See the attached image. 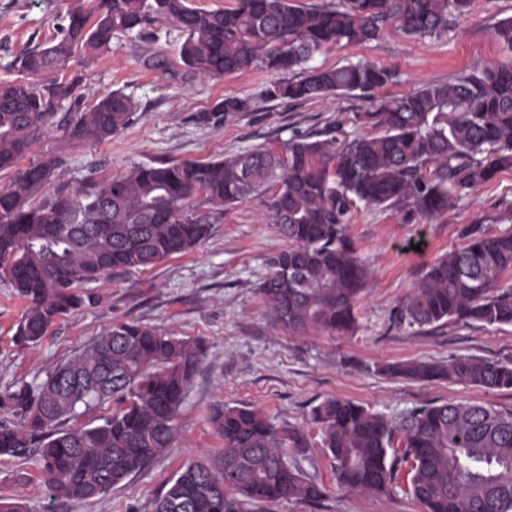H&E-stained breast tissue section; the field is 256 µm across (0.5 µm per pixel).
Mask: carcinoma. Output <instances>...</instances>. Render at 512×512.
Instances as JSON below:
<instances>
[{"instance_id": "1", "label": "carcinoma", "mask_w": 512, "mask_h": 512, "mask_svg": "<svg viewBox=\"0 0 512 512\" xmlns=\"http://www.w3.org/2000/svg\"><path fill=\"white\" fill-rule=\"evenodd\" d=\"M470 0H346L342 8H305L293 0H238L205 10L191 0H98L89 22L82 0L62 18L59 36L17 60L18 77L0 82V171L13 169L54 128L72 141L101 143L127 128L134 104L114 91L81 108L80 78L41 81L64 71L75 50L85 63L112 49L120 34L168 19L184 36L183 64L222 77L260 63L271 71L303 70L277 82L267 98L311 101L353 91L369 94L392 73L369 62L304 68L342 43L376 39L395 23L408 36L438 37ZM494 37L512 51V18ZM246 99L226 96L199 116L245 112ZM381 134L330 127L296 133L285 153L254 148L224 159L141 164L124 175L50 195L61 161L50 157L17 170L0 189V278L28 301L19 342L39 343L58 316L92 303L79 285L111 272L148 268L186 252L210 230L192 200L231 206L275 192L266 201L288 247L268 260L259 291L274 326L294 336L344 335L367 271L346 226L357 204L404 208L408 219L448 211L459 191L512 169V63L462 74L358 113ZM512 271V232L470 230L463 244L429 263L396 318L432 325L452 317L512 325V291L497 293ZM204 348L121 322L45 380L0 392V456H38L45 483L60 500L93 501L173 447L180 408ZM382 372L413 381L448 379L512 389V367L458 357L448 364L407 361ZM119 405L103 422L67 429L71 419L105 401ZM334 461L336 480L355 492L381 493L404 467L408 493L426 512H512V410L446 402L388 421L357 402L328 398L311 411ZM211 422L224 441L214 459L191 462L171 477L152 512H228L225 496L263 502L316 500L321 487L289 465L286 448H303L298 430L263 413L218 406ZM224 486L219 494L216 486Z\"/></svg>"}]
</instances>
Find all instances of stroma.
I'll return each mask as SVG.
<instances>
[{
	"label": "stroma",
	"mask_w": 512,
	"mask_h": 512,
	"mask_svg": "<svg viewBox=\"0 0 512 512\" xmlns=\"http://www.w3.org/2000/svg\"><path fill=\"white\" fill-rule=\"evenodd\" d=\"M65 9L64 0H0V81L15 79L17 59L54 38L56 17ZM510 17L512 0H471L441 38H412L389 25L376 40L333 47L315 55L313 66L367 60L395 77L369 96L355 91L306 102L265 97L270 84L284 80L281 72L253 67L213 78L188 69L180 57L182 35L161 19L142 32L119 36L111 51L92 63L74 55L63 73L80 78L84 106L115 90L129 96L135 110L128 127L102 143L72 142L52 131L38 150L59 156L62 183L77 189L137 164L211 161L258 146L279 151L296 131L337 125L352 132L356 113L369 109L371 101L450 83L507 60L492 31ZM227 96L250 98V111L199 120V113ZM199 212L211 226L201 243L155 266L81 284V293L95 296L96 304L59 316L37 345L16 343L27 303L0 279V390L45 379L120 322L134 320L159 334L198 339L205 348L180 408L173 447L143 471L98 500L63 501L51 497L36 457H0V497L13 498L25 512H152L154 499L182 466L223 448L209 421L213 407L221 404L258 409L299 429L307 448L289 449L288 460L324 490L314 502L240 497L234 512H425L402 475L385 494L339 488L310 412L331 396L357 401L390 419L448 401L512 408V389L412 381L382 371L388 364L445 363L460 356L512 364V325L453 318L411 326L395 319L426 264L459 246L465 230L512 231V169L469 190L429 221L406 220L400 210L358 208L347 232L369 275L356 304L358 329L350 336H292L272 324L259 287L269 272L268 257L288 242L263 199L223 209L205 204Z\"/></svg>",
	"instance_id": "obj_1"
}]
</instances>
